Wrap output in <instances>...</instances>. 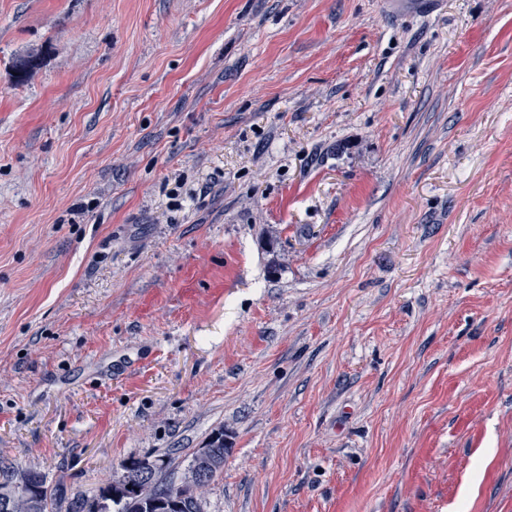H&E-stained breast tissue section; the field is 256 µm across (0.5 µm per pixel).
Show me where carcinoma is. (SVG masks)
<instances>
[{
    "mask_svg": "<svg viewBox=\"0 0 512 512\" xmlns=\"http://www.w3.org/2000/svg\"><path fill=\"white\" fill-rule=\"evenodd\" d=\"M217 462V468L210 477L215 481L224 469V454L231 452L224 444V431L213 432L207 442ZM155 481L161 503L145 510L140 508L137 501L121 490L122 482L109 483L99 489L93 498L74 497L62 506L58 490L47 485L44 475L34 469H28L16 474V477L0 484V512H199L200 497L180 499L172 508L166 507L170 498L177 495L174 473H165L160 469L155 473ZM28 489L30 496L24 502L14 501V495L20 487Z\"/></svg>",
    "mask_w": 512,
    "mask_h": 512,
    "instance_id": "obj_1",
    "label": "carcinoma"
}]
</instances>
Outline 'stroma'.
<instances>
[{
    "mask_svg": "<svg viewBox=\"0 0 512 512\" xmlns=\"http://www.w3.org/2000/svg\"><path fill=\"white\" fill-rule=\"evenodd\" d=\"M204 512H512V0H0V472ZM208 448H199L196 453L194 463L187 469L180 483L177 485L178 492L193 497L177 500L175 507L167 508L165 504H158L155 507L143 510L137 501L128 496L125 492H132L140 498L148 499L153 502L152 484L148 472H141L137 478L128 479L121 490V480L115 483H108L99 489L98 494L93 498L74 497L68 501L66 512H199L198 503L201 504L199 493L195 495L197 487L204 483L211 475L214 469V457L217 462V468L213 472L207 483L201 485V489L211 484L219 477L224 469V452L229 455L230 448L224 444V432L218 430L213 432L207 442ZM214 453V457L211 452ZM131 485V489H128Z\"/></svg>",
    "mask_w": 512,
    "mask_h": 512,
    "instance_id": "stroma-1",
    "label": "stroma"
}]
</instances>
